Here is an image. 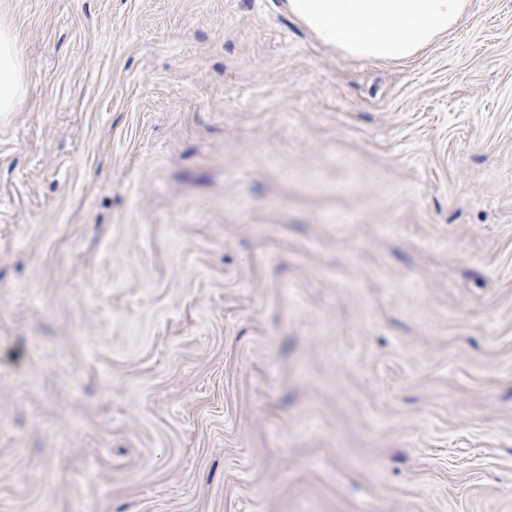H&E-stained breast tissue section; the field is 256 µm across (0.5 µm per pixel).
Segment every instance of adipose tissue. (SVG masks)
<instances>
[{
  "mask_svg": "<svg viewBox=\"0 0 512 512\" xmlns=\"http://www.w3.org/2000/svg\"><path fill=\"white\" fill-rule=\"evenodd\" d=\"M469 0H284L285 9L323 44L367 60L412 56L448 33ZM20 53L0 26V112L13 111L24 92Z\"/></svg>",
  "mask_w": 512,
  "mask_h": 512,
  "instance_id": "adipose-tissue-1",
  "label": "adipose tissue"
}]
</instances>
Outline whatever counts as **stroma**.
Masks as SVG:
<instances>
[{"instance_id": "35a3bbf8", "label": "stroma", "mask_w": 512, "mask_h": 512, "mask_svg": "<svg viewBox=\"0 0 512 512\" xmlns=\"http://www.w3.org/2000/svg\"><path fill=\"white\" fill-rule=\"evenodd\" d=\"M0 512H512V0L402 60L282 0H0ZM20 53L11 31L0 26V112H12L24 92Z\"/></svg>"}]
</instances>
